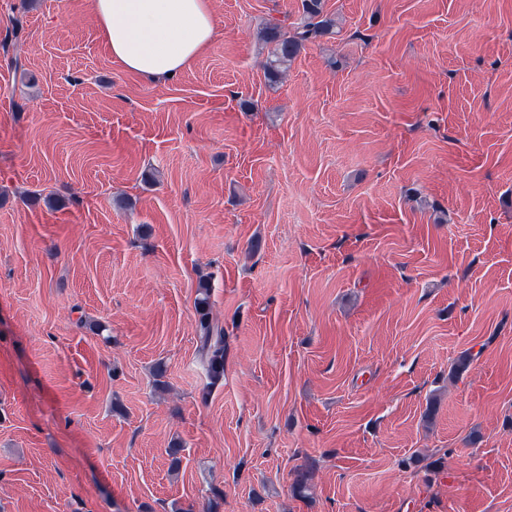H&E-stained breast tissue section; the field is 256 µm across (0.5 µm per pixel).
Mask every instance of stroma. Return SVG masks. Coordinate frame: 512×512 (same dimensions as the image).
<instances>
[{
  "label": "stroma",
  "instance_id": "obj_1",
  "mask_svg": "<svg viewBox=\"0 0 512 512\" xmlns=\"http://www.w3.org/2000/svg\"><path fill=\"white\" fill-rule=\"evenodd\" d=\"M210 6L155 80L0 0V512H512V0H324L275 83L301 0ZM303 20L293 32L282 29L278 24L266 27L261 39L271 44L266 65L270 81H276L288 64L296 58L305 43L324 37L333 32L336 21L324 14L322 0H302ZM200 294L197 301V312L200 315L198 353L207 367L210 378L218 381L224 375V330L214 325L207 317L205 312L208 306L207 290H202Z\"/></svg>",
  "mask_w": 512,
  "mask_h": 512
}]
</instances>
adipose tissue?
<instances>
[{
    "mask_svg": "<svg viewBox=\"0 0 512 512\" xmlns=\"http://www.w3.org/2000/svg\"><path fill=\"white\" fill-rule=\"evenodd\" d=\"M90 9L112 57L152 79L191 68L217 33L209 0H90Z\"/></svg>",
    "mask_w": 512,
    "mask_h": 512,
    "instance_id": "adipose-tissue-1",
    "label": "adipose tissue"
}]
</instances>
